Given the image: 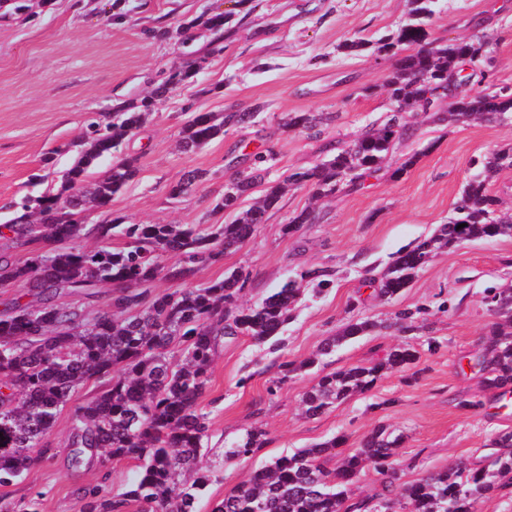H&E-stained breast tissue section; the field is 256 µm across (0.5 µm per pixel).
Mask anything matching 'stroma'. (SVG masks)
Wrapping results in <instances>:
<instances>
[{
    "label": "stroma",
    "mask_w": 512,
    "mask_h": 512,
    "mask_svg": "<svg viewBox=\"0 0 512 512\" xmlns=\"http://www.w3.org/2000/svg\"><path fill=\"white\" fill-rule=\"evenodd\" d=\"M408 10V0H0V222L11 201L59 185L90 116L139 101L179 68L190 78L159 100L117 150L137 157L134 182L109 210L91 208L83 218L88 224L115 217L139 224L223 223L212 203L254 154H272L269 177L275 180L315 166L326 145L349 144L389 112L383 83L394 58L347 54L339 46L396 29ZM220 12L231 20L223 54L213 55L206 21ZM431 31L439 39L486 34L495 81L512 87V0H437ZM257 104L264 110L254 123L225 127L221 138L181 151L187 106L224 113ZM291 112H329L333 120L312 139L284 130ZM511 144L512 119L451 126L423 120L416 136L393 150L397 158L418 154L406 174L393 177L384 166L359 190L320 201V222L293 235L283 226L309 199L306 191L289 190L251 243L196 275L201 284L225 269L244 268L250 273L245 298L254 302L301 270H334L327 291L305 295L287 326L281 355L297 362L351 319L379 324L375 333L339 346L289 379L274 397L265 388L277 376V356L247 338L220 349L203 399L211 448L222 450L253 426L266 431L267 442L256 458L217 473L198 512H209L211 501L261 463L334 437L343 455L377 427L402 435L396 462L410 482L448 465H477L492 438L512 431V414L500 409L497 391L485 388L472 367L491 321L486 289L512 288V237L448 248L393 300L371 297L363 285L367 273L383 271L399 249L447 223L473 173L472 158ZM195 168L207 170V180L171 199L170 187ZM353 300L359 303L354 310ZM416 307L429 313L412 341L414 367L389 372L369 392L319 417L302 414L301 397L316 376L382 357L404 340L389 326L394 312ZM248 369L253 377L247 381ZM98 390L91 383L73 395L53 426L55 456L34 460L23 480L1 493L7 500L35 497L40 512H81L80 491L99 473L69 466L68 438L75 408Z\"/></svg>",
    "instance_id": "stroma-1"
}]
</instances>
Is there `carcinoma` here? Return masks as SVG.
Listing matches in <instances>:
<instances>
[{"label": "carcinoma", "mask_w": 512, "mask_h": 512, "mask_svg": "<svg viewBox=\"0 0 512 512\" xmlns=\"http://www.w3.org/2000/svg\"><path fill=\"white\" fill-rule=\"evenodd\" d=\"M407 21L397 30L370 43L344 42L341 49L358 53L371 46L396 58L384 88L392 103L390 114L366 127L352 143L304 171L282 180L268 179L270 155L255 154L251 164L224 189L213 210L228 213L219 225L127 224L115 217L101 224L82 222L85 205L107 209L139 172L137 158L117 157L112 167L85 188L90 167L141 128L155 104L188 77L172 70L154 96L144 98L134 112H115L103 122L93 118L79 141L77 156L57 188L38 196H24L6 206L11 217L0 225V287L21 284L31 304L17 297L0 313V488L19 482L32 460V450L46 456L53 450L51 431L57 415L73 394L90 381L105 389L74 410L69 438L71 460L88 458L101 469L121 462L136 463L127 489L110 493L102 482L82 489V512H196L215 474L224 463L251 458L264 447L265 432L247 430L224 453L208 463L209 413L202 399L212 382V366L219 348L248 337L269 350L282 347L292 312L304 296L302 284L314 294L330 285L332 273L309 268L258 302L243 300L249 273L228 268L224 276L202 285L193 282L198 270L223 260L224 255L250 243L266 214L277 208L295 186L313 200L352 190L376 174L392 157L395 143L414 134V116L454 97L461 81L483 89L451 103L448 122H502L512 110V88L495 83L491 43L483 36L440 41L432 37L430 20L435 0H409ZM230 14L213 16L210 52L224 51L219 31ZM263 110L247 112L191 111L180 131L181 148L189 153L224 135V127L244 124ZM333 119L324 112H290L283 127L319 137ZM477 172L466 180L454 216L431 235L399 250L379 278L365 280L385 299L402 295L432 254L465 241L512 236V212L491 193V182L512 168V147L501 148L472 162ZM207 172L191 170L172 185L177 199L206 179ZM261 196L249 207L241 200L256 188ZM319 222V212L304 208L289 218L285 232ZM465 227H460V224ZM89 237L100 242L125 239L122 247L78 248L70 242ZM34 246L20 261L12 245ZM173 254L174 264L165 263ZM158 279L177 284L171 292L151 296ZM114 287L107 297L109 310L92 318L82 304L64 305L63 295L97 301L100 289ZM484 302L492 322L489 337L474 367L482 383L493 390L512 391V289L488 288ZM427 309L402 310L393 325L401 333L417 330L416 315ZM380 324L360 318L342 334L326 340L316 357L296 363L278 361V377L267 387L274 396L292 375L332 354L340 343L374 333ZM180 347L177 359L169 349ZM417 361L408 343L391 348L383 360L322 375L301 399L308 417L321 415L351 396L371 390L384 374ZM402 436L385 428L373 430L360 447L347 454L333 471L324 460L339 445L332 438L274 457L253 470L247 481L211 502L210 512H395L404 503L409 512H474L489 494L512 487V431L497 435L493 451L477 468L457 465L429 473L411 483L402 481L395 457ZM383 476L387 495L352 501L348 486L367 468ZM400 491V498L388 494Z\"/></svg>", "instance_id": "cac0c4a2"}]
</instances>
